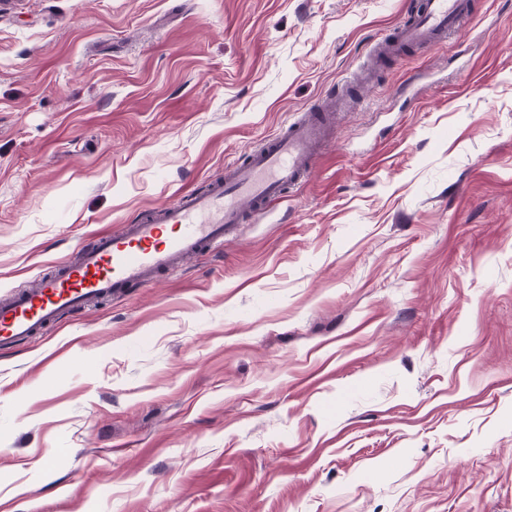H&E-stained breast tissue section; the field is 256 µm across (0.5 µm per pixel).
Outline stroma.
<instances>
[{"label": "stroma", "instance_id": "obj_1", "mask_svg": "<svg viewBox=\"0 0 512 512\" xmlns=\"http://www.w3.org/2000/svg\"><path fill=\"white\" fill-rule=\"evenodd\" d=\"M0 0V295L347 87L221 249L0 350V512H512V0ZM418 9L391 35L398 45L429 48L456 32L470 13V0H420Z\"/></svg>", "mask_w": 512, "mask_h": 512}]
</instances>
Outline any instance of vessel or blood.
Segmentation results:
<instances>
[{"instance_id": "b4317fda", "label": "vessel or blood", "mask_w": 512, "mask_h": 512, "mask_svg": "<svg viewBox=\"0 0 512 512\" xmlns=\"http://www.w3.org/2000/svg\"><path fill=\"white\" fill-rule=\"evenodd\" d=\"M469 13L470 0H421L391 41L431 47L456 32ZM325 122V114L315 112L292 123L242 163L225 167L223 181L153 208L120 231L99 234L93 247L57 264L36 287L8 291L0 297V347L35 335L65 312L152 284L185 260L222 247L241 224L309 177Z\"/></svg>"}]
</instances>
